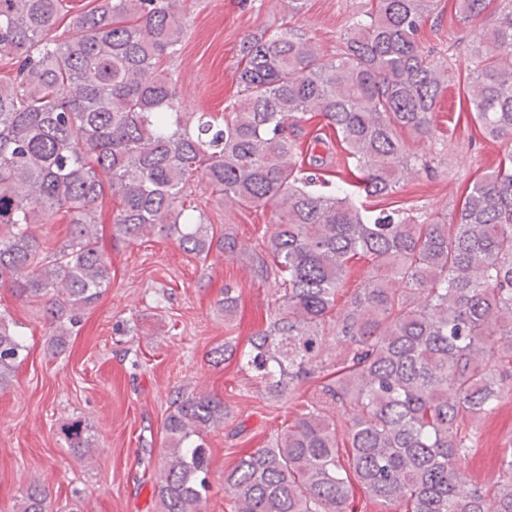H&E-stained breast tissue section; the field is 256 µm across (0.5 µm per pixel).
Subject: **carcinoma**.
I'll return each mask as SVG.
<instances>
[{"instance_id":"obj_1","label":"carcinoma","mask_w":512,"mask_h":512,"mask_svg":"<svg viewBox=\"0 0 512 512\" xmlns=\"http://www.w3.org/2000/svg\"><path fill=\"white\" fill-rule=\"evenodd\" d=\"M70 17L74 35H51L64 0H0V287L43 304L52 349L65 346L83 310L112 281L95 208L116 200L112 237L173 239L186 254H241L235 235L197 211L199 181L224 201L272 209L253 250L255 275L274 284L265 320L237 357L269 401L316 380L293 422L224 471L230 512H346L359 489L381 512H512V438L490 484L467 467L479 422L512 399V3L482 30L468 84L471 119L498 142L496 165L466 187L452 220L410 209L370 215L345 177L328 192L321 152L331 135L369 196L392 194L421 157L403 137L436 138L433 114L447 64L422 49L435 0H371L328 58L288 26L251 37L227 112H183L176 79L161 69L178 51L186 0H93ZM473 21L491 0H456ZM333 134L300 140L302 124ZM308 156L309 168L296 164ZM70 215L50 253L30 230ZM370 269L349 306L333 314L350 262ZM224 325L240 295L224 285ZM26 346L0 314V386ZM224 399L176 397L162 424L159 512H203L209 449ZM79 458L86 426L63 427ZM346 441L341 457L340 441ZM35 480L17 512H49Z\"/></svg>"}]
</instances>
